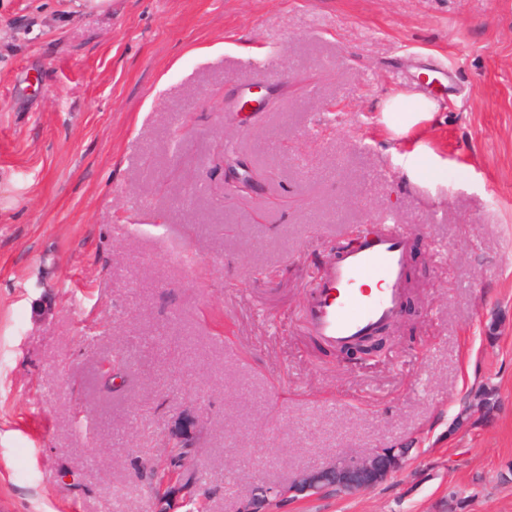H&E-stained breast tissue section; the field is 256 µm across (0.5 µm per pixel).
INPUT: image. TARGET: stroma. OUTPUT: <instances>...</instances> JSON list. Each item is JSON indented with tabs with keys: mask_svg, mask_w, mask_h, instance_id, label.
Returning <instances> with one entry per match:
<instances>
[{
	"mask_svg": "<svg viewBox=\"0 0 512 512\" xmlns=\"http://www.w3.org/2000/svg\"><path fill=\"white\" fill-rule=\"evenodd\" d=\"M379 224L418 287L363 361L306 312ZM382 448L278 512H512V0H0V512H241ZM410 102L402 93L391 94L383 101V115L390 131L406 135L418 130L424 122L432 119L437 109V104L428 99H420L413 104ZM402 107L406 108V112H400ZM404 452L395 449H380L360 457L343 458L336 461L330 473L322 471L305 472L297 481L289 483L288 489L273 492L274 500L284 497L295 498L301 495L317 494L326 487H336V491L357 492L372 488L395 473L401 465Z\"/></svg>",
	"mask_w": 512,
	"mask_h": 512,
	"instance_id": "1",
	"label": "stroma"
}]
</instances>
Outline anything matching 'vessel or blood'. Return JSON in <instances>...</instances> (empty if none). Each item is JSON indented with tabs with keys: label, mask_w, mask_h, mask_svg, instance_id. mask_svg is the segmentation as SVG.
Wrapping results in <instances>:
<instances>
[{
	"label": "vessel or blood",
	"mask_w": 512,
	"mask_h": 512,
	"mask_svg": "<svg viewBox=\"0 0 512 512\" xmlns=\"http://www.w3.org/2000/svg\"><path fill=\"white\" fill-rule=\"evenodd\" d=\"M405 238L401 231L364 232L357 245L325 268L312 292L308 324L316 336L342 347L379 329L399 307L405 278ZM379 279V295L359 288V280Z\"/></svg>",
	"instance_id": "1"
}]
</instances>
